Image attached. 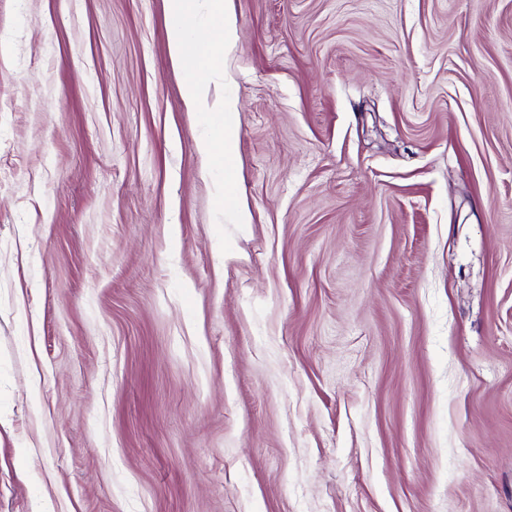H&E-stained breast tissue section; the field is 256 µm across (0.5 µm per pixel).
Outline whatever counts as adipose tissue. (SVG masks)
<instances>
[{"label": "adipose tissue", "instance_id": "obj_1", "mask_svg": "<svg viewBox=\"0 0 512 512\" xmlns=\"http://www.w3.org/2000/svg\"><path fill=\"white\" fill-rule=\"evenodd\" d=\"M171 17L169 50L185 73V100L196 111L210 112V88L223 75L222 52L236 44L230 0H171ZM218 110L219 133H204L197 144L208 159L235 151V106L227 101Z\"/></svg>", "mask_w": 512, "mask_h": 512}]
</instances>
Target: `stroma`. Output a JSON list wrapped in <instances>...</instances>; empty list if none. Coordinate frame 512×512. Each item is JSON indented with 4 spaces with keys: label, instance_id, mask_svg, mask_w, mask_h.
<instances>
[{
    "label": "stroma",
    "instance_id": "obj_1",
    "mask_svg": "<svg viewBox=\"0 0 512 512\" xmlns=\"http://www.w3.org/2000/svg\"><path fill=\"white\" fill-rule=\"evenodd\" d=\"M232 9L227 166L168 0H0V512H512V0Z\"/></svg>",
    "mask_w": 512,
    "mask_h": 512
}]
</instances>
